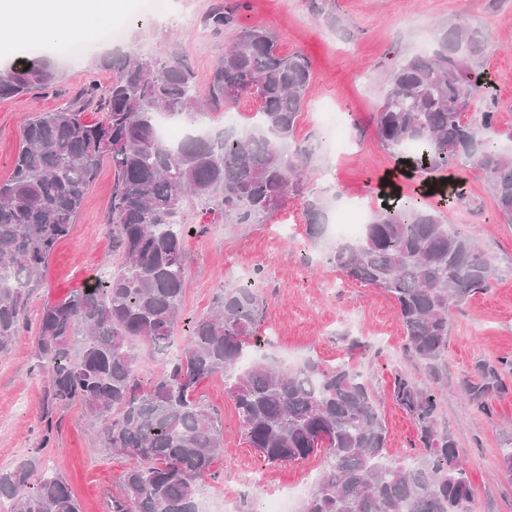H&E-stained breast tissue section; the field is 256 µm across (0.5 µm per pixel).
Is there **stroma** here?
Returning <instances> with one entry per match:
<instances>
[{
    "label": "stroma",
    "mask_w": 512,
    "mask_h": 512,
    "mask_svg": "<svg viewBox=\"0 0 512 512\" xmlns=\"http://www.w3.org/2000/svg\"><path fill=\"white\" fill-rule=\"evenodd\" d=\"M215 0H166L165 10L147 15L144 0H122L113 22L137 26L133 50L155 53L172 41L185 47L199 87H206L214 61L235 31L216 33L204 22ZM241 23L276 33L283 52L309 57L313 79L297 126L293 147L305 150L308 192L322 200L326 221L338 212L371 215L382 204L380 182L401 161L377 139L373 117L382 104L381 73L396 60L436 49L441 25L465 17L485 33L491 51L485 70L493 82L491 97H476L474 108L493 102L500 133L512 132V0H243ZM65 43L43 45L42 54L62 74L50 89L0 100V182L11 174L19 147V129L29 119L78 102L89 83L106 84L110 74L91 66L107 45L87 46L80 56ZM332 102L342 112L355 142L341 153L325 146L318 108ZM466 191L462 203L442 208L446 222L472 232L496 266L489 288L451 311L448 347L441 367L447 383L437 393L439 417L455 436L471 480L474 512H512V483L499 467L502 449L512 446V370L503 375V392L491 411L465 407L460 384L480 363L512 355V224L499 219L488 183L471 165L452 171ZM113 172L101 161L70 237L52 254L42 288L31 296L28 319L37 321L45 304L82 287L96 269L117 262L107 224ZM302 202L289 200L262 224H210L201 210L187 211V223L209 224V232L184 240L186 316L206 311L222 283L238 272L261 270L267 298L259 350L279 364L313 358L326 365L347 363L370 380L389 431L386 457L402 465L414 453L416 427L390 398L393 378L404 371L426 383L423 369L404 351L405 336L396 308L380 288L348 278L324 260L335 242L329 233L307 232ZM34 329L24 330L13 351L0 357V470L36 456L52 463L71 486L81 512H105L108 495L119 493L130 458L102 451L99 428L77 404H53L49 383L38 368ZM224 415V448L214 475L201 486L210 512H221L225 498L237 512H258L263 492L251 483L263 472L272 486L314 487L325 467L323 456L272 465L247 442L237 412L221 379H208L198 391Z\"/></svg>",
    "instance_id": "35a3bbf8"
}]
</instances>
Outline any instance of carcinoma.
Masks as SVG:
<instances>
[{
    "mask_svg": "<svg viewBox=\"0 0 512 512\" xmlns=\"http://www.w3.org/2000/svg\"><path fill=\"white\" fill-rule=\"evenodd\" d=\"M242 3H226L208 18L219 31L238 29L213 66L207 89L196 85L186 51L163 55L112 51L91 63L111 73L89 85L102 118L89 123L73 106L27 121L0 182V357L25 327L30 291L42 285L57 244L71 236L84 195L101 160L112 164L115 270L44 306L35 355L51 399L78 403L99 424L103 448L134 460L108 512H200V483L212 475L224 444L221 414L197 397L199 384L224 377L250 447L271 464L317 453L327 469L301 512H471L473 491L459 462L456 440L439 419V361L448 347L451 307L486 288L495 273L491 255L474 236L446 223L439 209L416 200L384 205L361 237L341 241L327 261L348 277L381 288L395 302L406 348L425 367L428 386L394 375L392 400L414 421L417 460H385L388 431L370 382L345 363L308 359L296 367L255 359L265 314L261 270L223 284L211 307L183 319L184 240L194 230L185 212L200 206L214 224H258L290 197L303 196L306 159L285 153L294 137L312 74L298 52L280 51L268 29L244 26ZM489 52L481 30L456 18L440 48L404 58L384 79L375 116L381 142L415 169L442 173L471 163L494 194L497 213L512 223V148L496 130L487 105L466 117ZM57 66L41 55L0 66V99L53 86ZM260 102L247 128L224 124L211 135L192 129L174 146L161 142V112L195 125L218 121L241 100ZM309 234L323 232L322 205L303 201ZM181 333L177 356L157 375L139 376L133 344L166 350ZM512 366L484 364L462 382L468 404L481 410L504 390ZM28 459L0 470V500L12 512H80L71 487L56 472Z\"/></svg>",
    "mask_w": 512,
    "mask_h": 512,
    "instance_id": "cac0c4a2",
    "label": "carcinoma"
}]
</instances>
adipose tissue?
<instances>
[{
  "mask_svg": "<svg viewBox=\"0 0 512 512\" xmlns=\"http://www.w3.org/2000/svg\"><path fill=\"white\" fill-rule=\"evenodd\" d=\"M117 8V0H0V15L12 19L0 26V42H50L77 32L93 42Z\"/></svg>",
  "mask_w": 512,
  "mask_h": 512,
  "instance_id": "obj_1",
  "label": "adipose tissue"
}]
</instances>
